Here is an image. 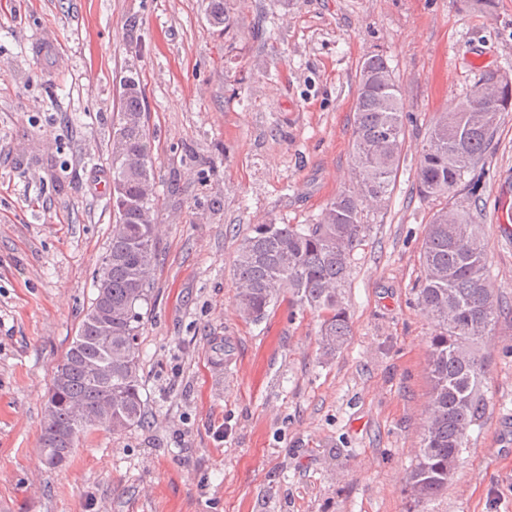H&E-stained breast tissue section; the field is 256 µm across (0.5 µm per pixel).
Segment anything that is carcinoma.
I'll return each mask as SVG.
<instances>
[{
    "label": "carcinoma",
    "mask_w": 512,
    "mask_h": 512,
    "mask_svg": "<svg viewBox=\"0 0 512 512\" xmlns=\"http://www.w3.org/2000/svg\"><path fill=\"white\" fill-rule=\"evenodd\" d=\"M211 24L226 28L234 18L223 0H210ZM143 91L133 77L123 84L118 122L124 142L112 148L115 224L95 275L97 293L49 389L40 436L47 464L58 468L73 453L66 437L93 429L122 430L144 421L138 338L142 304L150 300L157 258L154 175L142 110ZM512 106V77L481 73L450 112L431 125L417 169L424 201L449 197L473 173L490 148L500 115ZM400 84L385 56L360 64L352 160L356 183L336 195L315 224H256L234 260L236 311L259 322L283 290L323 314L320 347L333 356L351 327L343 301L354 253L371 225L364 212L393 192L404 146ZM424 279L418 292L434 323L429 364L432 390L423 444L411 471L408 494L417 503L437 499L448 488V465H457L471 428L484 411L479 386L485 362L474 345L492 333L504 314L489 283L487 245L474 230V213L447 202L428 225L420 255ZM112 324V344L99 336Z\"/></svg>",
    "instance_id": "carcinoma-1"
}]
</instances>
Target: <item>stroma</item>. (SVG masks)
Returning a JSON list of instances; mask_svg holds the SVG:
<instances>
[{"label": "stroma", "instance_id": "1", "mask_svg": "<svg viewBox=\"0 0 512 512\" xmlns=\"http://www.w3.org/2000/svg\"><path fill=\"white\" fill-rule=\"evenodd\" d=\"M0 0V512H413L405 485L434 332L418 303L438 205L428 129L484 69L512 70V0ZM387 57L405 142L344 290L351 334L323 359L317 312L234 309L257 224H313L352 180L358 69ZM143 90L158 224L140 338L143 425L40 451L53 372L108 247L120 82ZM479 167L477 230L510 315L477 345L485 411L425 512H512V112Z\"/></svg>", "mask_w": 512, "mask_h": 512}]
</instances>
